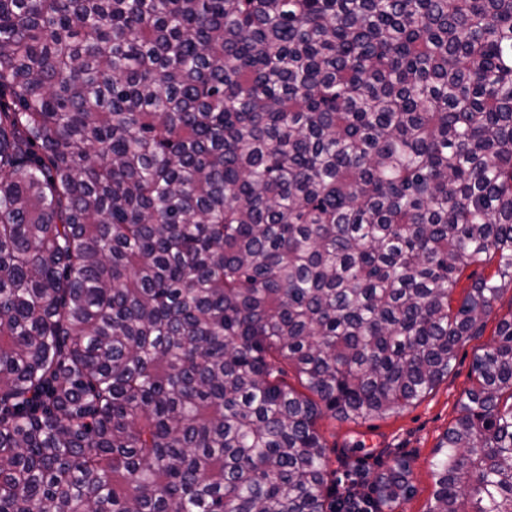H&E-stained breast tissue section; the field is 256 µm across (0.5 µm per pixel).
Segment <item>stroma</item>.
<instances>
[{
  "instance_id": "obj_1",
  "label": "stroma",
  "mask_w": 512,
  "mask_h": 512,
  "mask_svg": "<svg viewBox=\"0 0 512 512\" xmlns=\"http://www.w3.org/2000/svg\"><path fill=\"white\" fill-rule=\"evenodd\" d=\"M510 315L512 290L495 305L483 336L459 351L448 376L404 411L358 422L329 417L320 420L326 453L339 472V487L357 481L363 493H370L365 474L378 475L404 462L410 468L414 491L396 512H428L434 490L431 463L445 433L460 414V398L473 385L474 355L492 345L499 319Z\"/></svg>"
}]
</instances>
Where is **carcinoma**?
<instances>
[{
    "mask_svg": "<svg viewBox=\"0 0 512 512\" xmlns=\"http://www.w3.org/2000/svg\"><path fill=\"white\" fill-rule=\"evenodd\" d=\"M511 288L512 0H0V512H348ZM495 336L428 512H512ZM497 264L498 257L490 255L485 257L484 261L476 263L465 269L459 277V282L453 295L454 300L452 305L454 307L457 305V301L462 296L463 291H465L466 288H469L473 281L479 278L491 277L497 269Z\"/></svg>",
    "mask_w": 512,
    "mask_h": 512,
    "instance_id": "cac0c4a2",
    "label": "carcinoma"
}]
</instances>
